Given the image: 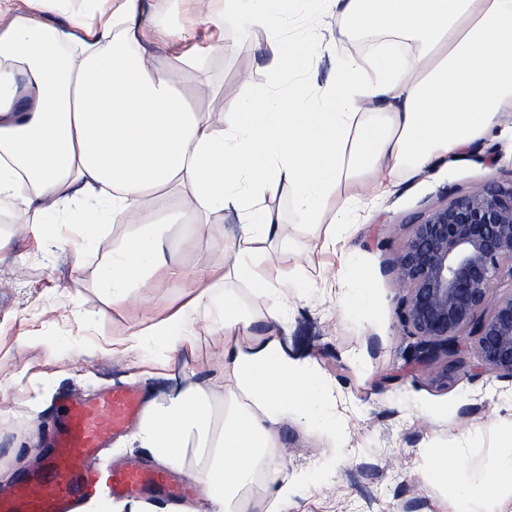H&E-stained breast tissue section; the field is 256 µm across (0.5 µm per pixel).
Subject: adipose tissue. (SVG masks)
Segmentation results:
<instances>
[{"label":"adipose tissue","mask_w":512,"mask_h":512,"mask_svg":"<svg viewBox=\"0 0 512 512\" xmlns=\"http://www.w3.org/2000/svg\"><path fill=\"white\" fill-rule=\"evenodd\" d=\"M0 0V213L33 225L75 224L91 235L102 213L120 222L154 193L179 223L182 208L235 211L242 232L224 274L282 293L283 273L256 269L253 245L284 224L265 198L292 197L301 223L336 213L324 247L340 242L349 192L380 191L385 178L460 155L512 104V0H304L330 8L341 36L376 28L385 38L369 57L340 59L335 85L316 99L260 89L226 96L224 116L190 106L181 87L149 64L141 0ZM288 0H224L247 26H274ZM423 39L426 53L404 65L401 45ZM166 226L144 224L96 270L113 303L133 297L157 270L174 266ZM204 314L222 334L216 379L191 382L150 400L133 441L157 462L205 482L211 512H249L244 494L262 481L259 512H288L293 483L273 464L277 427L335 428L332 394L307 364L289 356L281 307L255 317L220 282L196 289L173 312L118 344L145 347L174 365ZM202 468H186L187 454ZM470 499L494 507L512 492V455L476 482Z\"/></svg>","instance_id":"adipose-tissue-1"}]
</instances>
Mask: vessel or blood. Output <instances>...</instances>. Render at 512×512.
<instances>
[{"instance_id": "1", "label": "vessel or blood", "mask_w": 512, "mask_h": 512, "mask_svg": "<svg viewBox=\"0 0 512 512\" xmlns=\"http://www.w3.org/2000/svg\"><path fill=\"white\" fill-rule=\"evenodd\" d=\"M141 413L140 400L124 388L68 402L51 433L46 474L20 480L10 496L0 497V512H73L80 500L151 491L173 499L194 496V483H172L162 470L93 464L105 441L127 430Z\"/></svg>"}]
</instances>
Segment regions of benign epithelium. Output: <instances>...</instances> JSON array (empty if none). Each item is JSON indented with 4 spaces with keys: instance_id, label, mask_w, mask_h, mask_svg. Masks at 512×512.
<instances>
[{
    "instance_id": "obj_1",
    "label": "benign epithelium",
    "mask_w": 512,
    "mask_h": 512,
    "mask_svg": "<svg viewBox=\"0 0 512 512\" xmlns=\"http://www.w3.org/2000/svg\"><path fill=\"white\" fill-rule=\"evenodd\" d=\"M393 268L404 295L397 316L416 339L408 364L444 360L512 379V184H490L421 214Z\"/></svg>"
}]
</instances>
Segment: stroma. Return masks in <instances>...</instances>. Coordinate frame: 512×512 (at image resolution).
<instances>
[{"label":"stroma","instance_id":"obj_1","mask_svg":"<svg viewBox=\"0 0 512 512\" xmlns=\"http://www.w3.org/2000/svg\"><path fill=\"white\" fill-rule=\"evenodd\" d=\"M145 6L156 22L143 39L152 63L181 86L194 107L212 112L223 111L228 85L239 96L271 84L284 93L314 94L335 81L337 59L369 44L365 38L337 41L333 15L298 11L284 36L313 34L324 49L299 75L276 78L264 50L269 31L246 34L230 19L222 30L209 27L217 0H145ZM170 29L182 32L184 43L171 45ZM218 39L226 51L213 48ZM188 53L197 56V70L187 69ZM491 183L512 184L508 133L492 132L462 155L401 173L380 197L359 192L347 211L343 253L313 256L297 250L311 240L312 225L298 222L288 195L272 198L286 231L256 243V260L260 271H281L295 281L286 300L288 351L309 360L331 385L344 418L338 436L292 419L279 425L273 457L282 477L325 475L318 485L299 484L289 512H454L449 486L433 477L437 455L458 450L464 475L474 480L512 454L505 439L512 431V381L450 370L441 361L410 368L414 340L396 315L403 291L391 270L412 221ZM135 230L132 224L104 225L95 247L88 248L67 227L48 237L0 225V253L28 256L0 265V491L28 473L46 472L45 432L64 394L134 386L162 399L184 380L214 375L221 339L203 319L191 350L169 378L151 368L149 350L114 355L110 348L182 303L199 272L200 255L216 271L230 261L239 233L235 213H187L170 228L179 275L159 270L136 297L115 305L95 288L94 270ZM358 280L368 300L364 309L349 313L344 297Z\"/></svg>","mask_w":512,"mask_h":512}]
</instances>
